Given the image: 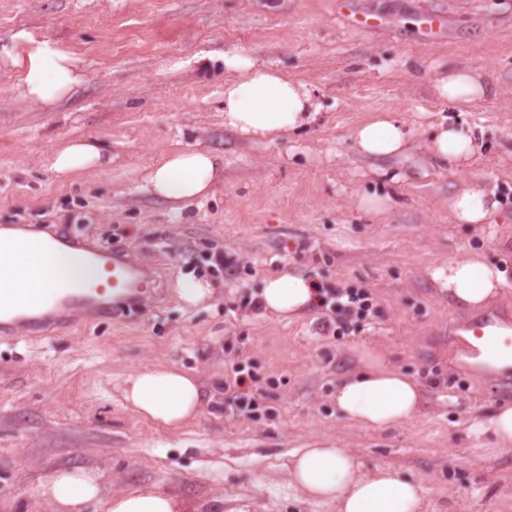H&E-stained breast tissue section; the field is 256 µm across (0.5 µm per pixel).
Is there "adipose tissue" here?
<instances>
[{"mask_svg":"<svg viewBox=\"0 0 512 512\" xmlns=\"http://www.w3.org/2000/svg\"><path fill=\"white\" fill-rule=\"evenodd\" d=\"M7 57L19 75V88L33 104L51 108L81 87L80 60L27 28L12 37ZM224 68L232 72L224 84V125L246 137L278 140L283 134L310 126L320 106L315 91L251 56L243 47L225 52ZM439 96L456 106L473 103L489 91L483 74L458 68L436 83ZM411 136L405 124L392 118L370 120L350 133L354 150L368 157L403 153ZM429 150L434 158L456 169L471 168L480 151L476 129L453 125L434 128ZM100 146L73 139L55 150L50 168L59 179L93 171L105 165ZM221 159L211 151L188 148L169 152L149 167L143 188L178 208L204 199L220 173ZM449 208L458 223L484 224L498 210L481 178L452 198ZM54 247L48 235L0 233V307L42 311L60 290L90 274L86 255L56 250L52 263L42 251ZM434 280L450 302L470 311L483 310L502 288L512 283L506 262L491 263L474 255L435 266ZM316 286L298 272L281 268L268 274L259 293L264 311L278 318L308 313L317 299ZM356 352L360 371L336 387V412L345 420L371 430H383L417 415L422 391L417 381L392 367L384 354L366 344ZM125 402L138 414L176 430L197 417L207 403L205 390L194 374L170 365L149 366L122 381ZM288 473L309 499L336 504L338 512H419L427 490L422 483L402 477L389 467L368 472L346 449L322 440L291 455ZM38 491L52 512H188L189 505L156 483L116 490L104 471L85 466L61 467L40 482Z\"/></svg>","mask_w":512,"mask_h":512,"instance_id":"obj_1","label":"adipose tissue"}]
</instances>
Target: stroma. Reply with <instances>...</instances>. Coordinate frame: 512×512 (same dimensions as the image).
<instances>
[{"mask_svg":"<svg viewBox=\"0 0 512 512\" xmlns=\"http://www.w3.org/2000/svg\"><path fill=\"white\" fill-rule=\"evenodd\" d=\"M352 2L382 25L354 27L336 0H0V228L112 245L155 267L165 293L124 321L86 315L40 338L0 334V512H48L36 488L67 465L106 471L116 489L158 483L196 512H336L285 469L316 440L423 483L422 512H512V449L472 429L511 405L512 389L466 363L461 337L479 318L512 329V287L476 314L432 278L437 263L471 252L512 261V0ZM432 12L449 22L428 38ZM23 26L84 67L83 89L55 111L14 89L3 54ZM237 45L316 89L309 129L270 143L225 128L219 57ZM204 54L216 61L202 71ZM453 66L483 71L495 93L465 112L448 107L433 86ZM378 112L410 129L404 157L353 150L349 133ZM451 120L484 129L471 173L429 156V130ZM76 138L99 141L109 163L58 180L51 157ZM184 148L212 151L224 169L210 196L176 211L142 190L141 173ZM474 174L500 207L490 223H455L448 202ZM366 194L386 208L363 209ZM286 264L367 291L368 319L336 337L317 334L319 307L296 320L252 310L264 276ZM190 267L216 287L194 309L175 293ZM362 342L420 384L412 420L371 431L337 416L336 385L360 369ZM157 363L192 371L214 397L181 430L122 400L124 377ZM237 363L255 379L225 390ZM246 400L254 412L239 409Z\"/></svg>","mask_w":512,"mask_h":512,"instance_id":"stroma-1","label":"stroma"}]
</instances>
